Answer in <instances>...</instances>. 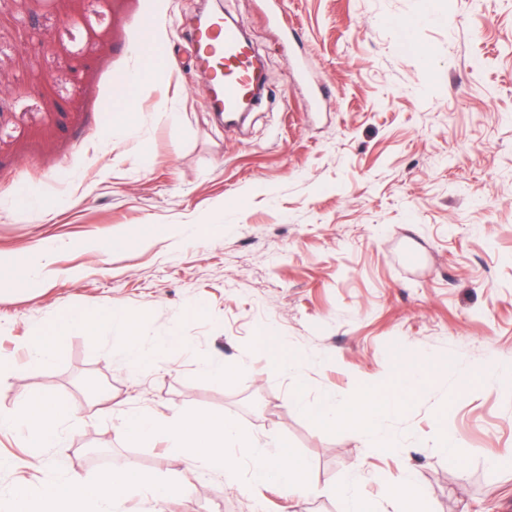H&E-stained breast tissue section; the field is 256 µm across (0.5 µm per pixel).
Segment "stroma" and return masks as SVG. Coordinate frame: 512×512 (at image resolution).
Returning a JSON list of instances; mask_svg holds the SVG:
<instances>
[{
    "label": "stroma",
    "mask_w": 512,
    "mask_h": 512,
    "mask_svg": "<svg viewBox=\"0 0 512 512\" xmlns=\"http://www.w3.org/2000/svg\"><path fill=\"white\" fill-rule=\"evenodd\" d=\"M280 4L286 32L267 21L265 0H0V262L45 266L0 294V362L12 366L0 415L44 392L75 415L38 468L18 433L0 432L11 462L0 512L14 484L40 490L58 465L88 479L128 468L186 489L157 504L129 496L125 512L214 502L250 512L257 499L266 512H342L351 475L376 512H399L388 485L404 462L430 512H512V388L457 398L450 369L512 365V0ZM201 10L237 20L265 63L263 99L242 126L209 107L189 39ZM147 30L166 60L134 91ZM128 104L135 123L113 134L110 117ZM216 214L223 228L211 226ZM108 300L138 318L146 344L182 334L193 354L141 373L107 339L72 330L50 367L30 361L36 329ZM268 326L308 355L296 375L259 347ZM417 355L433 373L386 422L400 454L367 453L349 425L324 427L289 402L295 388L345 400L392 384ZM200 357L223 360V382ZM104 395L160 419H232L286 445L313 492L227 489L164 443L118 438ZM443 413L464 456L440 446Z\"/></svg>",
    "instance_id": "obj_1"
}]
</instances>
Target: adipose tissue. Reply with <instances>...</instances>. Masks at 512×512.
<instances>
[{"label":"adipose tissue","mask_w":512,"mask_h":512,"mask_svg":"<svg viewBox=\"0 0 512 512\" xmlns=\"http://www.w3.org/2000/svg\"><path fill=\"white\" fill-rule=\"evenodd\" d=\"M137 320L117 303H106L94 314L64 315L56 323L39 329L31 338L30 359L40 364L51 363L56 355L55 337L59 331L76 329L98 338L104 329H114L122 345V357L130 368L146 371L171 350L185 347L182 336H169L154 347H145L135 329ZM431 370L425 359H418L397 385L382 390L366 388L341 401L332 393H324L314 403L299 392L289 401L295 409L325 426L339 422L350 424L364 439L367 450L393 453L398 441L385 428L386 421L408 406L423 390ZM120 434L128 440L150 444L164 441L168 448L189 467H200L219 473L226 487L239 486V467L247 465L254 482L278 481L289 493L305 496L310 486L303 477L301 464L285 452L273 451L228 418H187L175 415L161 420L137 409H121ZM73 418L70 408L47 394L27 397L19 415H0V431L20 433L32 450L33 465H41L45 449L57 447L69 431ZM248 456L240 462L235 449ZM179 484L149 481L135 477L124 469H115L86 479L65 469L48 472L40 491L16 487L11 512H123L130 495L159 502L181 494Z\"/></svg>","instance_id":"1"}]
</instances>
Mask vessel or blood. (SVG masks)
I'll return each mask as SVG.
<instances>
[{
    "mask_svg": "<svg viewBox=\"0 0 512 512\" xmlns=\"http://www.w3.org/2000/svg\"><path fill=\"white\" fill-rule=\"evenodd\" d=\"M193 42L197 65L209 79L212 109L227 122L239 120L261 86L255 54L241 28L213 14L195 26Z\"/></svg>",
    "mask_w": 512,
    "mask_h": 512,
    "instance_id": "obj_1",
    "label": "vessel or blood"
}]
</instances>
